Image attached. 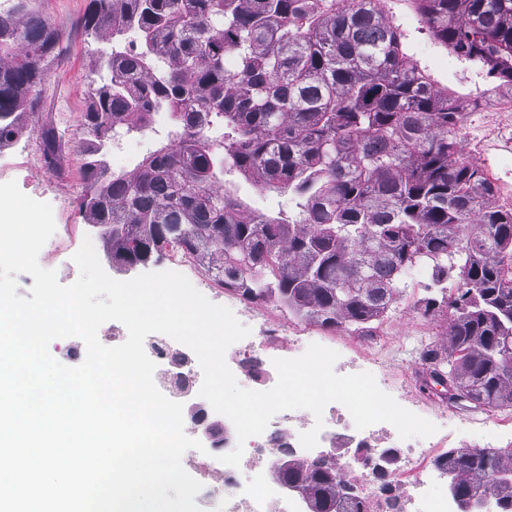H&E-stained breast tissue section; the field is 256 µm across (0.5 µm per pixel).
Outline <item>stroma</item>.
<instances>
[{"label":"stroma","mask_w":512,"mask_h":512,"mask_svg":"<svg viewBox=\"0 0 512 512\" xmlns=\"http://www.w3.org/2000/svg\"><path fill=\"white\" fill-rule=\"evenodd\" d=\"M87 0H36V10L64 35L61 53L38 88L36 111H21V132L0 143V182L16 181L31 198L49 203L56 225H71L74 236L89 235L95 250H102L99 230L89 224L80 199L85 192L84 163L80 143L84 133L88 85L103 39L83 29ZM386 12L403 34L402 49L434 85L457 101L462 114L461 145L472 148V157L494 187L499 205H512V150L506 149L504 134L512 131V112L501 108L512 91L498 87L486 68L474 65L467 86H459L450 50L432 42L423 28L414 0H386ZM53 131L59 152L69 167L68 180H60L51 164H38L44 150V133ZM432 292L423 287L402 288L391 316L376 324L373 335L357 336L347 328L340 334L379 360L396 378L404 381L408 398L422 409L449 417L472 414L468 403L449 407L432 402L425 378L432 365L426 350L448 349V318L442 312L425 313V300Z\"/></svg>","instance_id":"obj_1"}]
</instances>
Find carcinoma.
I'll return each mask as SVG.
<instances>
[{
    "mask_svg": "<svg viewBox=\"0 0 512 512\" xmlns=\"http://www.w3.org/2000/svg\"><path fill=\"white\" fill-rule=\"evenodd\" d=\"M384 0H89L84 27L132 34L135 52L96 60L85 124L118 134L122 114L168 112L166 143L132 173L88 164L80 205L116 264L178 246L224 288L276 301L322 326L355 331L384 313L404 272L457 270L463 288L429 299L448 314V354L427 350L484 408L512 403V210L460 141L448 94L402 51ZM434 38L512 90V0H416ZM62 34L15 0L0 13V143L5 121L37 106ZM237 66L229 74L224 57ZM173 61L169 70L159 59ZM288 196V212L251 215L229 177ZM512 451L451 449L453 498L480 491L512 512ZM307 512L339 506L336 473L294 463Z\"/></svg>",
    "mask_w": 512,
    "mask_h": 512,
    "instance_id": "cac0c4a2",
    "label": "carcinoma"
}]
</instances>
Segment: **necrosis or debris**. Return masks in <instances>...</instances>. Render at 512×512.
<instances>
[{
    "mask_svg": "<svg viewBox=\"0 0 512 512\" xmlns=\"http://www.w3.org/2000/svg\"><path fill=\"white\" fill-rule=\"evenodd\" d=\"M262 322L258 336L232 344L225 355L233 374L253 389L266 391L277 382L273 365L277 358H295L313 343L317 327L294 325L285 315H271L268 309L256 311ZM147 355L156 363L154 382L171 400L182 403L184 417L194 424H213L221 446L197 460L194 469L203 488L199 500H220L224 512H306L299 490L284 484L256 483L243 489L242 472L276 471L282 457L311 464L332 466L339 482L355 487L365 512H455L453 498L432 495L444 472L439 465L441 450L451 444L454 434L446 423H439L427 438L401 439L390 424L378 423L357 429L348 410L341 404L326 406L324 426L314 448H303L299 435L315 423L313 414L297 410L276 414L265 431L249 438L239 467L219 462V455L233 450L237 434L232 422L216 413L200 397L203 372L194 352L168 336L154 334L144 342Z\"/></svg>",
    "mask_w": 512,
    "mask_h": 512,
    "instance_id": "1",
    "label": "necrosis or debris"
}]
</instances>
